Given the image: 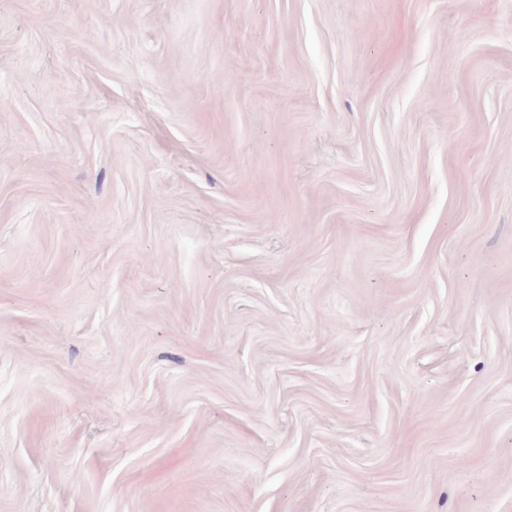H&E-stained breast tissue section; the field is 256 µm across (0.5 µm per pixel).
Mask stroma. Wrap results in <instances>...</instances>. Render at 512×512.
Segmentation results:
<instances>
[{"label": "stroma", "mask_w": 512, "mask_h": 512, "mask_svg": "<svg viewBox=\"0 0 512 512\" xmlns=\"http://www.w3.org/2000/svg\"><path fill=\"white\" fill-rule=\"evenodd\" d=\"M0 512H512V0H0Z\"/></svg>", "instance_id": "stroma-1"}]
</instances>
